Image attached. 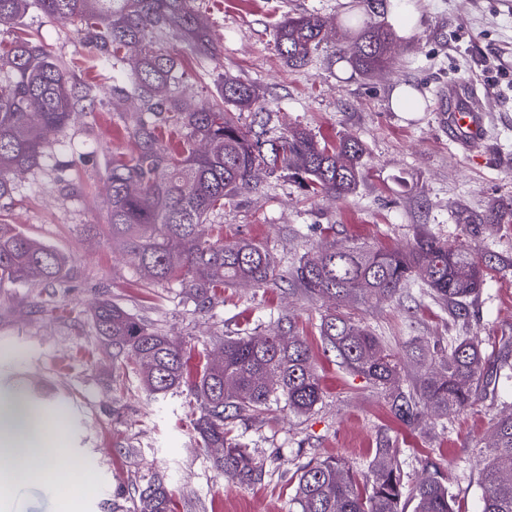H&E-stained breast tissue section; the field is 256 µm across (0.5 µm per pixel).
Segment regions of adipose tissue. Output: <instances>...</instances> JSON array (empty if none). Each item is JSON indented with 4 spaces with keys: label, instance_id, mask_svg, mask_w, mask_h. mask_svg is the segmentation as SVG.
<instances>
[{
    "label": "adipose tissue",
    "instance_id": "ef3b65f1",
    "mask_svg": "<svg viewBox=\"0 0 512 512\" xmlns=\"http://www.w3.org/2000/svg\"><path fill=\"white\" fill-rule=\"evenodd\" d=\"M18 396H0V512H13L12 492L24 485L53 489L61 512H81L80 488L86 479L79 469H64L62 429L39 430L30 438L17 416Z\"/></svg>",
    "mask_w": 512,
    "mask_h": 512
}]
</instances>
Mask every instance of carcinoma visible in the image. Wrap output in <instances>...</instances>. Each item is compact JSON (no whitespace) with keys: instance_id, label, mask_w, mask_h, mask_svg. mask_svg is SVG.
<instances>
[{"instance_id":"obj_1","label":"carcinoma","mask_w":512,"mask_h":512,"mask_svg":"<svg viewBox=\"0 0 512 512\" xmlns=\"http://www.w3.org/2000/svg\"><path fill=\"white\" fill-rule=\"evenodd\" d=\"M30 0H0V26L16 22ZM44 15L81 25L92 56L123 76L114 87L117 104L138 105L127 127L138 144L135 157L112 159L107 227L147 285L175 282L185 300L201 313L214 307L217 290L249 283L258 288L283 278L274 255L250 239L226 240L204 230L224 200L254 188L258 175L279 168L294 171L305 190L317 197L343 199L362 177L363 145L345 139L336 147L302 130L266 139L240 121L242 111H263L254 90L224 79L221 102L190 105L173 93L182 72L177 60L159 47L171 31L192 51L213 55L210 29L192 13L189 0H37ZM327 21L318 14H296L277 26L275 43L290 67L307 63L326 37ZM394 34L366 18L359 26L349 59L371 77L394 63ZM0 198L14 192L15 176L37 167L51 134L69 124L95 86L77 84L70 66L28 38L0 51ZM68 271V259L50 246L0 222V287L51 284ZM292 277L301 291L326 305L319 324L324 349L341 364L382 389L390 409L416 429L429 410L437 419L460 412L482 384L483 357L467 338L448 349L423 355L420 370L407 382L401 359L378 336L358 323L348 307L383 303L419 280L455 312L466 310L484 285V269L465 249H450L432 236H420L406 250H384L331 242L300 258ZM282 334L227 336L217 355L188 369L184 345L108 300L94 314L101 342L123 366H137L140 381L155 398L181 388L194 396L199 414L191 428L212 468L242 484L260 483L266 465L232 434L229 423L244 414L260 415L280 401L296 414L322 403L323 389L306 340L291 319L281 317ZM491 443L479 468L481 512H512V413L494 419ZM220 448L214 455L210 449ZM402 449L386 439L376 449L362 480L348 462L326 457L297 468L295 512H405L406 482ZM424 473L411 487L414 512H461L437 476ZM172 494L154 476L137 487L132 508L112 502V512H173Z\"/></svg>"}]
</instances>
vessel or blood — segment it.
Listing matches in <instances>:
<instances>
[{
  "mask_svg": "<svg viewBox=\"0 0 512 512\" xmlns=\"http://www.w3.org/2000/svg\"><path fill=\"white\" fill-rule=\"evenodd\" d=\"M476 98V87L452 86L442 91L435 106L441 126L467 152L484 143L487 133V113L477 105Z\"/></svg>",
  "mask_w": 512,
  "mask_h": 512,
  "instance_id": "1",
  "label": "vessel or blood"
}]
</instances>
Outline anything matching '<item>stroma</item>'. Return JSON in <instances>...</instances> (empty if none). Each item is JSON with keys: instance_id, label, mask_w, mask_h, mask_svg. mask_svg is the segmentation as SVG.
Masks as SVG:
<instances>
[{"instance_id": "stroma-1", "label": "stroma", "mask_w": 512, "mask_h": 512, "mask_svg": "<svg viewBox=\"0 0 512 512\" xmlns=\"http://www.w3.org/2000/svg\"><path fill=\"white\" fill-rule=\"evenodd\" d=\"M417 25L398 36L393 67L377 77L351 65L348 44L331 39L308 63L289 67L274 44L284 16L315 12L341 22L365 12L362 0H192L208 23L215 56L200 58L177 34L163 48L184 72L186 99L202 105L220 95L221 76L254 88L264 113L243 123L272 133L305 130L330 145L347 138L364 148L356 191L339 201L310 196L285 170L265 174L257 189L227 199L215 218L228 238L265 245L284 272L278 285L225 289L209 313L195 311L173 284L143 287L135 268L113 243L107 222L113 156L138 152L123 133L133 105L114 106L120 74L95 63L77 71L100 92L64 129L51 135L41 166L20 176L0 198V219L69 257L67 275L52 287L0 288V391L38 389L47 408L62 412L68 458L87 473L83 512H110L114 496H132L151 475L165 478L178 512H288L297 468L328 456L346 458L365 472L380 436L395 441L401 465L414 476L419 461L435 466L464 512H480L479 454L492 419L512 412V378L480 388L464 411L443 424L412 430L397 420L386 397L361 376L339 367L319 338L321 303L306 297L290 273L304 253L326 241L404 248L431 235L489 261L486 281L466 315L454 317L413 284L393 301L363 305L353 316L367 325L408 369L419 363L412 337L440 349L469 337L481 345L485 372L499 367L498 347L512 341V213L483 223L490 209L512 210V0H413ZM23 35L60 60H90L77 25L38 9L0 42ZM411 87L419 111L396 112L390 96ZM451 84H472L485 97L490 123L485 146L462 152L438 124L431 107ZM107 297L182 341L190 364L202 362L224 336L242 329L272 330L279 316L293 318L312 350L324 397L315 412L297 415L285 404L239 417L234 433L264 460V482L240 486L211 468L191 432L198 412L188 392L156 402L137 377L112 365L92 322Z\"/></svg>"}]
</instances>
